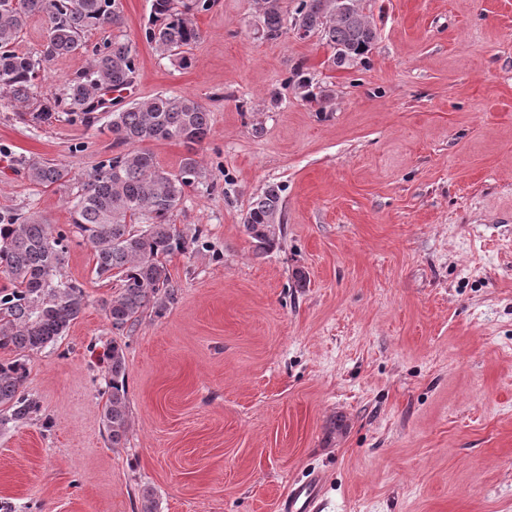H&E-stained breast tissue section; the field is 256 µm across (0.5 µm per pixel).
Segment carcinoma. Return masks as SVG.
I'll return each mask as SVG.
<instances>
[{
    "label": "carcinoma",
    "mask_w": 512,
    "mask_h": 512,
    "mask_svg": "<svg viewBox=\"0 0 512 512\" xmlns=\"http://www.w3.org/2000/svg\"><path fill=\"white\" fill-rule=\"evenodd\" d=\"M265 36L276 38L288 22L318 29V37L333 50L332 62L347 66L364 56L377 39L358 0H298L293 15L283 0H259ZM211 0H152V22L146 42L173 64L191 65L188 50L201 39L195 13L207 11ZM33 16L46 23V40L34 55L15 49L20 32ZM118 0H0V93L18 103L34 97L37 80L51 62L84 48L82 38L92 29L119 26ZM137 56L121 40L103 42L92 50L90 65L70 80L65 92L37 109L36 118L50 119L70 112L86 119L102 108L111 89L132 82ZM107 130L116 144L129 149L103 159L78 178L80 189L70 206L71 223L91 246L94 272L114 280L117 293L102 300L112 329L133 327L147 308L160 315L173 299L164 260L188 252V239L170 216L188 188L204 177L198 160L187 156L178 170L162 168L146 144L168 140L193 147L207 137L209 112L188 95L158 94L111 112ZM28 180L45 188L68 180V169L31 157L20 159ZM280 186L272 184L251 203L244 227L259 251L277 241ZM67 237L48 220L23 213L0 216V272L11 287L0 289V350L37 353L65 335L87 306L82 285L64 278ZM107 400L104 424L114 448L126 444L129 431L125 346L118 340L104 353ZM29 359L0 361V424L24 422L39 409L25 396Z\"/></svg>",
    "instance_id": "1"
}]
</instances>
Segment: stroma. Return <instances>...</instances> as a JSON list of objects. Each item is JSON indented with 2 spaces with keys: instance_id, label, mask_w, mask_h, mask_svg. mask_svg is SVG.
Returning a JSON list of instances; mask_svg holds the SVG:
<instances>
[{
  "instance_id": "35a3bbf8",
  "label": "stroma",
  "mask_w": 512,
  "mask_h": 512,
  "mask_svg": "<svg viewBox=\"0 0 512 512\" xmlns=\"http://www.w3.org/2000/svg\"><path fill=\"white\" fill-rule=\"evenodd\" d=\"M54 60L37 98L62 94L116 37L137 53L128 105L195 97L210 133L150 146L206 172L171 221L195 244L165 260L174 290L113 330L67 201L121 151L107 112L34 119L0 97V214L68 237L63 273L88 305L30 354L28 422L0 425V512H285L320 474L322 512H512V0H360L377 31L346 68L319 38L256 27V0L198 12L181 69L145 41L151 0ZM311 81L305 99L299 79ZM65 165L37 187L16 156ZM280 185L282 234L256 251L253 200ZM304 283H297V276ZM126 345L130 427L112 447L101 355Z\"/></svg>"
}]
</instances>
